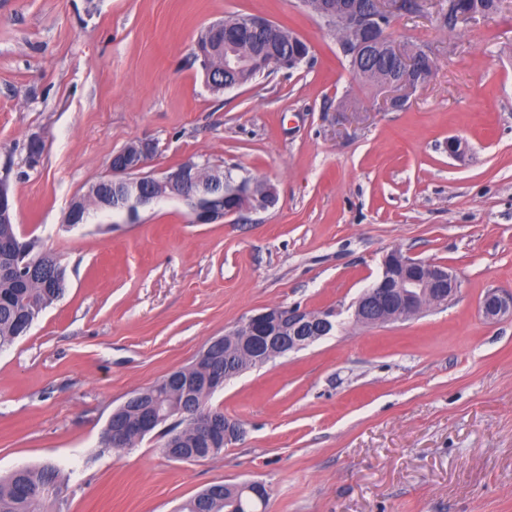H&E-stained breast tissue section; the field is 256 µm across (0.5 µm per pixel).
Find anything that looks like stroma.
<instances>
[{
  "label": "stroma",
  "instance_id": "stroma-1",
  "mask_svg": "<svg viewBox=\"0 0 512 512\" xmlns=\"http://www.w3.org/2000/svg\"><path fill=\"white\" fill-rule=\"evenodd\" d=\"M447 5L392 19L435 71L384 110L301 0H0V167L15 224L67 280L0 352V475L60 470L64 493L42 512H178L246 481L267 488L259 512H512V318L481 310L489 289L512 290V0L456 26ZM233 14L288 28L308 58L210 90L193 46ZM134 140L156 146L148 171L192 160L267 180L279 201L221 224L170 200L135 224L67 226ZM395 249L454 268L455 300L344 323L233 379L209 402L244 435L217 456L171 460L155 433L101 447L132 393L263 309L349 307Z\"/></svg>",
  "mask_w": 512,
  "mask_h": 512
}]
</instances>
